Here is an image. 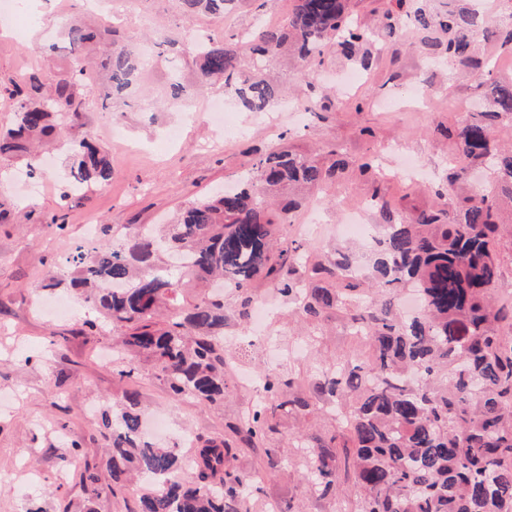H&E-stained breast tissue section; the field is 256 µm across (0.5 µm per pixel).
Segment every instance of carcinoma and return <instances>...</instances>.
<instances>
[{"mask_svg": "<svg viewBox=\"0 0 512 512\" xmlns=\"http://www.w3.org/2000/svg\"><path fill=\"white\" fill-rule=\"evenodd\" d=\"M179 2L187 16L223 17L243 0ZM292 2L280 25L227 33L222 41L208 38L195 50L194 90L221 81L240 111L265 112L280 100V87L256 75L254 60L293 56L313 91L310 72L324 56L339 53L366 70L371 47L400 35L406 24L447 33L446 41L432 46L442 49L448 65L486 77L478 107L459 127L444 130L464 166H450L435 192L439 202L398 217L382 206L383 222L371 240L369 281L415 289L424 311L404 321L386 300L357 318L373 347L369 366L325 376L315 401L335 404L358 395L347 425L365 512H512V305L496 306L489 297L501 274L495 244L504 205H512V149L503 148L498 136L504 122L512 123V80L494 77L472 36L489 31L491 23L465 8L432 14L420 0H389L370 27L352 18L349 0ZM65 36L74 61L53 74L30 73L18 88L12 127L0 130V159L26 157L33 174L35 145L82 120L83 55H93L108 76L104 110L107 101L131 96L141 83L139 58L119 44L115 30L94 31L75 17ZM158 48L169 67L168 95L179 100L189 93L180 73L183 52L167 39ZM348 166L333 152L320 157L271 146L253 154L235 189L188 202L173 223L149 231L130 227L118 243L76 244L64 261L72 271L69 289L100 315V322L87 319L86 325L119 335L118 375L132 381L141 362H150L173 397L222 403L228 390L224 295L239 301L243 319L259 277L306 318L319 317L341 297L359 298L362 281H346L347 255L310 264L302 241L279 234L283 215L301 205L300 193L345 179ZM475 168L490 170L493 180L470 185L468 171ZM111 179L108 155L91 137L70 143L66 187L82 191ZM194 282L209 285L207 294L181 300ZM215 283L231 288L216 292ZM503 322L511 328L506 335L499 330ZM262 390L264 398L234 426L252 446L277 431L280 415L311 407L276 371L265 375ZM100 419L109 442L105 469L86 463L79 473L90 498L105 489L114 495L137 476L154 481L138 512H243L254 474L227 465L225 442L200 439L185 457L176 447L147 440L136 390L103 409ZM335 439L315 435L305 444L311 490L323 498L340 488Z\"/></svg>", "mask_w": 512, "mask_h": 512, "instance_id": "carcinoma-1", "label": "carcinoma"}]
</instances>
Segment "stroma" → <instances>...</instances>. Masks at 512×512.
<instances>
[{
    "label": "stroma",
    "instance_id": "stroma-1",
    "mask_svg": "<svg viewBox=\"0 0 512 512\" xmlns=\"http://www.w3.org/2000/svg\"><path fill=\"white\" fill-rule=\"evenodd\" d=\"M43 19L24 24L23 39H16L10 23L0 21V128H9L19 101L16 83L32 71L59 64L65 54L60 35L48 32L59 19L80 18L85 24L114 27L123 45L149 48L146 89L138 102L117 100L102 112L97 101L106 78L94 59L83 65L92 74L84 87L86 112L81 124L58 135L53 166L42 175L39 196L21 200L15 177L24 161H0V194L17 199L20 223L0 224V512H57L70 504L83 512L93 504L96 512H137L144 484L134 483L117 495L101 494L88 501L79 482V470L65 465L72 443L81 463L98 464L108 446L100 432L97 410L111 405L129 387H136L145 411L164 414L170 426V443L183 432L194 438L222 439L231 443L234 466L256 473L257 491L246 502L247 512H364V498L354 487L350 467L351 434L342 422L355 402L345 399L339 411L316 404L306 412L280 416L275 433L264 445L252 448L241 442L234 427L258 400V393L243 385L238 371L262 375L276 368L291 389L311 394L334 363L371 358V342L354 334V315L381 302L377 288H366L360 301L325 312L310 320L293 314L287 300L267 282H257L254 297L266 300L269 316L262 335L250 321L238 317L236 298L227 297L228 327L224 351L230 361L228 393L222 405L206 406L191 398L173 400L150 366H142L135 381H122L112 363L101 358L111 345L107 330H89L82 322L91 318L86 304H76V317L48 320L33 307L38 285L63 276L64 258L81 242L87 218L107 226L157 224L181 205L201 198L237 180L246 170L254 150L284 142L301 152L337 151L349 161L374 153L382 176L351 171L345 181L318 194L320 224L316 235L306 237L310 253L321 257L331 248L347 247L359 265L369 253L336 233L345 208L360 207L367 223H380L379 203L390 202L401 214L431 206L433 186L448 174V157L455 145L444 136L457 127L484 94L480 74L451 69L435 61L420 47L421 33L410 31L408 43L377 46L376 62L363 79L349 89L335 88L322 117L307 114L297 121L281 120L277 128L265 125L262 114L240 112L241 133L217 140L203 112L211 100L223 98L214 85L183 104L163 100L169 78L156 42L178 39L185 50L182 74L196 77V33L216 39L225 33L250 30L284 21L292 0H244L231 17H185L178 0H127L120 11L108 4L88 8L85 0H42ZM183 129L180 140L166 138L169 127ZM94 136L112 162V179L92 186L84 194L63 196L60 174L72 140ZM59 216L63 227L51 224ZM336 438V465L343 488L333 497L313 494L307 460L301 449L307 435Z\"/></svg>",
    "mask_w": 512,
    "mask_h": 512
}]
</instances>
